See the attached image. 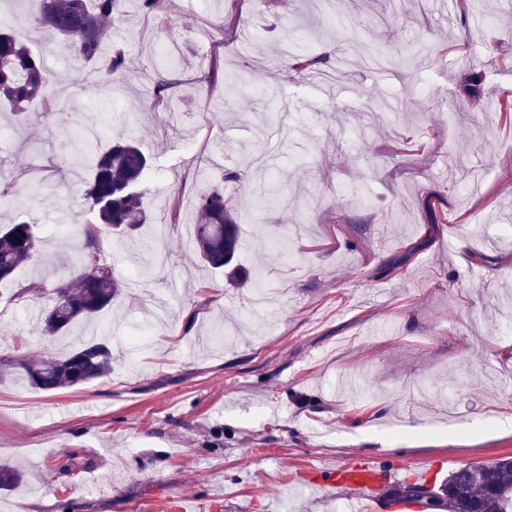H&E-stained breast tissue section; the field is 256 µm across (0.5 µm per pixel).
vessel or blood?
I'll return each mask as SVG.
<instances>
[{"label": "vessel or blood", "mask_w": 512, "mask_h": 512, "mask_svg": "<svg viewBox=\"0 0 512 512\" xmlns=\"http://www.w3.org/2000/svg\"><path fill=\"white\" fill-rule=\"evenodd\" d=\"M410 466L406 458L369 461L360 465L343 464L323 469L321 485L332 490L338 487L355 493L351 512H425L424 501L408 497H379L381 487L393 484L402 470Z\"/></svg>", "instance_id": "b4317fda"}]
</instances>
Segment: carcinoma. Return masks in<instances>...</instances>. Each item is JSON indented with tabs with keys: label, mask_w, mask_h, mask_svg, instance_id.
I'll use <instances>...</instances> for the list:
<instances>
[{
	"label": "carcinoma",
	"mask_w": 512,
	"mask_h": 512,
	"mask_svg": "<svg viewBox=\"0 0 512 512\" xmlns=\"http://www.w3.org/2000/svg\"><path fill=\"white\" fill-rule=\"evenodd\" d=\"M32 24L49 36L65 41L78 57L92 60L100 55L108 38L107 22L118 13L122 0H40ZM178 84L175 72L156 71L154 97L162 101ZM49 78L43 63L29 50L17 31L0 29V105L18 119L26 118L29 106L45 97ZM82 151L93 158V175L85 189V201L97 223L128 235L147 223L143 196L136 190L148 170V159L130 137H121L101 150L84 140ZM198 216L195 249L200 259L215 269L233 265L240 241L224 188L213 186L194 201ZM38 238L30 225L21 222L0 229V281L10 280L36 255ZM119 285L112 269L92 252L82 256L76 280L54 288L52 303L41 312L42 329L49 335L65 334L76 324H90L112 305ZM30 385L53 392L106 377L112 369V350L103 338H93L68 354L47 361L21 364ZM22 478L18 468L0 464V490H9ZM429 495L432 512H512V457L467 464L448 475L437 488L413 484L396 488L393 496Z\"/></svg>",
	"instance_id": "1"
}]
</instances>
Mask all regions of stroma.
I'll use <instances>...</instances> for the list:
<instances>
[{
	"mask_svg": "<svg viewBox=\"0 0 512 512\" xmlns=\"http://www.w3.org/2000/svg\"><path fill=\"white\" fill-rule=\"evenodd\" d=\"M36 9L0 0L51 75L26 122L0 115V176L24 191L0 222L41 241L0 284V356L48 360L96 331L112 372L47 393L0 370V461L25 474L0 512H150L165 495L348 512L314 468L400 452L441 460L442 479L512 456V112L490 109L512 96V0H349L332 27L321 0H125L115 74L31 28ZM287 27L308 28L313 75L290 67ZM167 63L181 83L158 103L138 82ZM78 128L147 155L135 237L86 236ZM270 167L281 200L260 204ZM213 184L241 226L234 274L195 252L193 200ZM91 248L117 301L44 334L40 310Z\"/></svg>",
	"mask_w": 512,
	"mask_h": 512,
	"instance_id": "1",
	"label": "stroma"
}]
</instances>
